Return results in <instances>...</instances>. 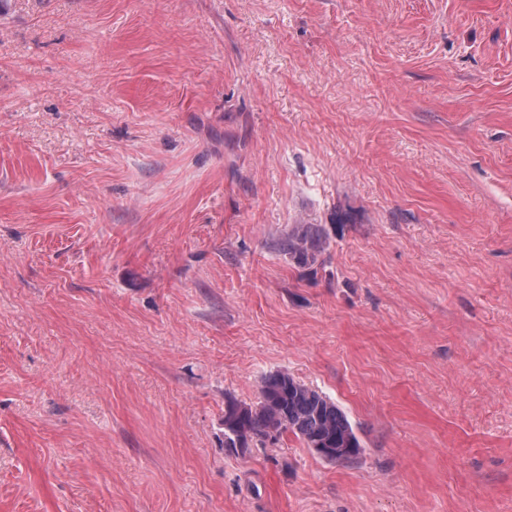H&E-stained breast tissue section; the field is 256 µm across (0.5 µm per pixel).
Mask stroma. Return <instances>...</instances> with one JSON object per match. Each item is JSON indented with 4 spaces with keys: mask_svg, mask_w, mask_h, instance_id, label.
<instances>
[{
    "mask_svg": "<svg viewBox=\"0 0 512 512\" xmlns=\"http://www.w3.org/2000/svg\"><path fill=\"white\" fill-rule=\"evenodd\" d=\"M0 512H512V0H0ZM276 247L303 278L316 277L328 263L329 242L319 224H290ZM229 406H241L243 414L231 421L225 418L224 438L231 443L242 438L243 450L248 448L245 452L252 447H275L288 434L331 463H352L364 452L352 424L335 402L287 372L262 379L256 405L233 400ZM348 440L355 443L356 457H337L352 451L353 448H343ZM320 442L329 443L328 448H314Z\"/></svg>",
    "mask_w": 512,
    "mask_h": 512,
    "instance_id": "35a3bbf8",
    "label": "stroma"
}]
</instances>
